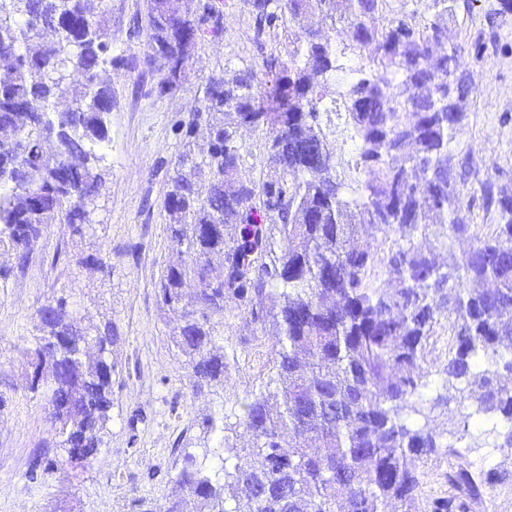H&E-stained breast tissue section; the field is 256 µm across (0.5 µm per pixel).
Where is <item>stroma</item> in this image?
<instances>
[{
    "label": "stroma",
    "mask_w": 512,
    "mask_h": 512,
    "mask_svg": "<svg viewBox=\"0 0 512 512\" xmlns=\"http://www.w3.org/2000/svg\"><path fill=\"white\" fill-rule=\"evenodd\" d=\"M211 2L221 34L198 38L181 86L165 95L156 90L157 69L145 60L147 34L135 29L146 19L147 0L93 2L109 19L113 54L131 64L112 72L109 140L99 150L102 186L83 236L65 224L46 225L22 267L0 252V267L8 271L0 278V512H54L60 505L66 512H143L144 504H165L185 453L205 456L210 469L224 462L221 436L204 433V418L222 419L225 401L257 392L272 367V329L232 309L217 339L228 364L224 382L195 386L173 340L180 314L156 297L161 277L177 260L164 209L170 178L180 156L199 157L207 141L201 130L194 145H184L174 123L193 119L212 75L261 69L262 48H288L284 29L257 46L244 0ZM498 7L499 0H456L445 18L448 41L462 47L473 89L451 145L466 166L469 195L480 194L489 179L512 187V15L498 16ZM477 44L483 51L476 59ZM321 121L342 177L355 183L356 144L343 114L325 112ZM237 143L242 177H265V130H239ZM89 255L101 258L103 268L91 274L79 268L78 260ZM62 296L75 320L112 324L118 337L111 419L89 463L66 462L43 394L28 387L39 310ZM490 428L487 421L471 424L461 458L418 461V505L450 495L448 474L457 467L476 473L495 468L503 480L471 502L469 512H512V449L499 447ZM45 457L60 459V467L29 479L32 463Z\"/></svg>",
    "instance_id": "obj_1"
}]
</instances>
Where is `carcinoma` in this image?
Masks as SVG:
<instances>
[{"label": "carcinoma", "instance_id": "carcinoma-1", "mask_svg": "<svg viewBox=\"0 0 512 512\" xmlns=\"http://www.w3.org/2000/svg\"><path fill=\"white\" fill-rule=\"evenodd\" d=\"M256 40L286 22L288 51L262 58L271 79L251 69L212 78L201 111L207 151L195 166L211 183L200 197L175 172L164 208L170 249L178 261L160 280L161 305L181 312L173 339L194 384L224 382V347L213 317L233 306L275 330L272 374L241 404L235 425L208 418L209 431L243 428L251 443L224 439L234 459L214 474L188 454L175 495L158 512H182V495L197 512H410L419 480L415 461L441 453L442 434L412 425L416 398L427 389L426 366L437 336H447L439 373L463 391L475 411L458 423L493 414L512 424V191L493 192L500 222L474 231L475 197L466 196L465 166L451 143L461 131L469 79L440 18L448 0H432L427 17L395 10L392 0H244ZM324 26L304 27L310 15ZM386 24L378 26V18ZM220 34L215 7L181 13L178 0H150L147 29L159 63L158 93L179 87L185 57L205 25ZM347 32L339 41L337 28ZM367 65L342 83L338 73L355 52ZM0 250L18 263L46 224L83 235L102 184L98 147L108 140L112 85L101 73L130 61L112 55L106 13L89 0H0ZM346 112L363 175L355 196L344 193L320 113L326 100ZM239 128L269 131L273 172L259 182L238 178ZM399 235L381 258L362 230ZM284 248L274 249V234ZM471 247L441 263L448 237ZM224 255V274L209 258ZM281 291L262 304L267 288ZM28 361L29 389L46 394L68 459H92L110 419L111 325L80 326L66 300L39 316ZM494 471L460 466L448 473L454 494L426 501V512H468L495 483Z\"/></svg>", "mask_w": 512, "mask_h": 512}]
</instances>
